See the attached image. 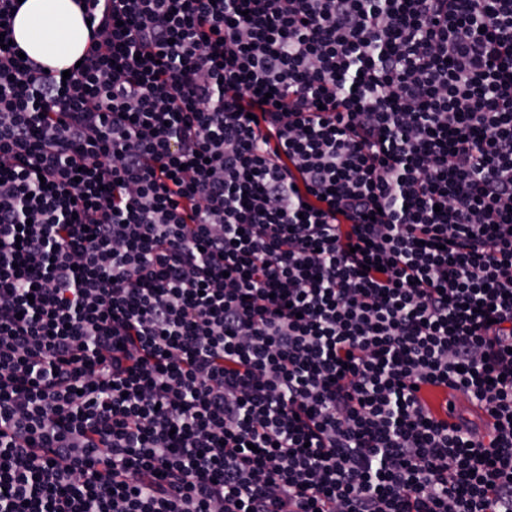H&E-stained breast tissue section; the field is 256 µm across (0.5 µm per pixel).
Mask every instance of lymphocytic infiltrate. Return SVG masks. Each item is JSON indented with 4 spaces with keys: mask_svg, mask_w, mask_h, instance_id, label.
Returning <instances> with one entry per match:
<instances>
[{
    "mask_svg": "<svg viewBox=\"0 0 512 512\" xmlns=\"http://www.w3.org/2000/svg\"><path fill=\"white\" fill-rule=\"evenodd\" d=\"M77 2L0 48V512H512V0ZM76 0H23L14 18V41L30 58L64 70L88 44V29Z\"/></svg>",
    "mask_w": 512,
    "mask_h": 512,
    "instance_id": "1",
    "label": "lymphocytic infiltrate"
}]
</instances>
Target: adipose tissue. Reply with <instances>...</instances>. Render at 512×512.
Here are the masks:
<instances>
[{
  "label": "adipose tissue",
  "instance_id": "adipose-tissue-1",
  "mask_svg": "<svg viewBox=\"0 0 512 512\" xmlns=\"http://www.w3.org/2000/svg\"><path fill=\"white\" fill-rule=\"evenodd\" d=\"M14 41L30 58L63 70L88 44V29L75 0H23L14 18Z\"/></svg>",
  "mask_w": 512,
  "mask_h": 512
}]
</instances>
